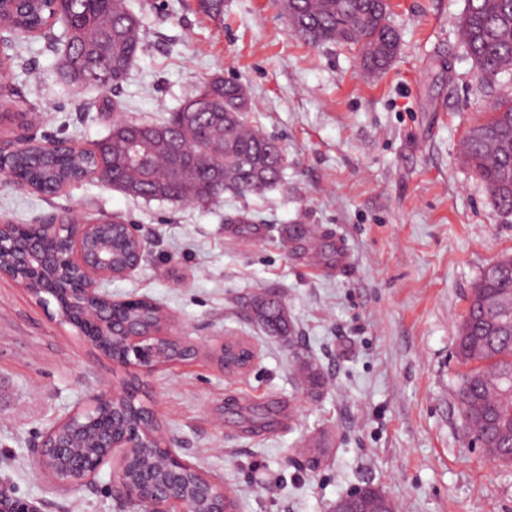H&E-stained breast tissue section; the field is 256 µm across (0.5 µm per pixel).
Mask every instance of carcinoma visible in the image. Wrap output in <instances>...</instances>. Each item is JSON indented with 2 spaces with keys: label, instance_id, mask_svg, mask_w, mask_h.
<instances>
[{
  "label": "carcinoma",
  "instance_id": "1",
  "mask_svg": "<svg viewBox=\"0 0 512 512\" xmlns=\"http://www.w3.org/2000/svg\"><path fill=\"white\" fill-rule=\"evenodd\" d=\"M277 6L308 43L358 47L369 72L386 70L399 52L389 0H277ZM58 20L70 31L59 60L62 74L115 92L145 46L128 0H0V27L31 36ZM460 33L479 84L512 74V0H466ZM250 105L244 85L216 76L161 121L114 123L91 151L58 161L28 151L12 155L7 165L18 180L51 194L74 172L97 163L112 172L113 186L147 200L211 202L220 183L239 195L261 193L281 180L288 154L247 122ZM462 153L493 205L512 217V99L494 102L464 136ZM112 239L118 243L112 266L119 269L132 244L118 227ZM283 241L292 254L309 258L316 252L320 264L333 268L335 255L325 237L311 238L291 224ZM511 294L512 257H504L472 289L456 338V356L467 367L459 375L463 421L485 440L487 456L504 465H512V322L500 325L494 309ZM254 313L271 334H291L285 312L268 297L256 299ZM379 494L371 485L358 488L364 512H396Z\"/></svg>",
  "mask_w": 512,
  "mask_h": 512
}]
</instances>
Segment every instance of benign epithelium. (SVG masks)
<instances>
[{"mask_svg": "<svg viewBox=\"0 0 512 512\" xmlns=\"http://www.w3.org/2000/svg\"><path fill=\"white\" fill-rule=\"evenodd\" d=\"M52 152L64 144L72 152L81 148L68 140L39 142L34 137L0 135V155L20 152L32 143ZM136 251L119 273L112 270V231L97 220L61 217L48 224H0V256H6V271H23L19 283L35 302L49 304L61 292L63 304L56 310L59 324L77 329L96 355L113 359L112 346L119 344L123 355L118 363L140 372H150L170 363L197 357L198 346L172 332L171 318L163 313L161 323L144 331L125 319L132 306L148 298L115 299L104 284L133 273L141 264L146 242L133 225H125ZM72 275L69 287H50L48 277ZM139 392L134 377L119 388L102 391L85 407L57 419L41 435L36 456L41 470L58 486L73 488L91 484L104 467H109L116 492L139 504L144 512H224V484L201 473L173 452L163 430L155 431L142 422L122 425L121 398ZM155 450L159 467H146L130 476L128 467L134 451ZM0 512H34L23 501L0 495Z\"/></svg>", "mask_w": 512, "mask_h": 512, "instance_id": "benign-epithelium-1", "label": "benign epithelium"}]
</instances>
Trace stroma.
<instances>
[{
    "label": "stroma",
    "instance_id": "35a3bbf8",
    "mask_svg": "<svg viewBox=\"0 0 512 512\" xmlns=\"http://www.w3.org/2000/svg\"><path fill=\"white\" fill-rule=\"evenodd\" d=\"M146 49L116 99L66 81L51 40L0 50V74L37 134L88 148L113 120H152L219 75L245 85L248 122L288 153L280 183L213 204L147 201L90 179L45 195L0 174V219L118 217L147 243L140 267L112 280L119 299L147 297L173 332L203 348L237 340L256 358L230 374L203 355L143 374L173 451L223 482L236 512H329L351 489L381 488L398 512H512V466L490 462L466 429L455 353L467 297L485 268L512 255L503 217L463 163L461 143L512 75L480 88L460 38L465 0H392L400 50L380 75L358 48L313 46L275 0H130ZM248 211L257 230L224 218ZM290 224L343 237L351 268L292 258ZM278 296L292 333L266 334L251 304ZM311 360L326 384L299 375ZM130 368L94 356L55 309L0 277V493L38 512H134L109 469L57 488L34 446L52 422L120 386Z\"/></svg>",
    "mask_w": 512,
    "mask_h": 512
}]
</instances>
